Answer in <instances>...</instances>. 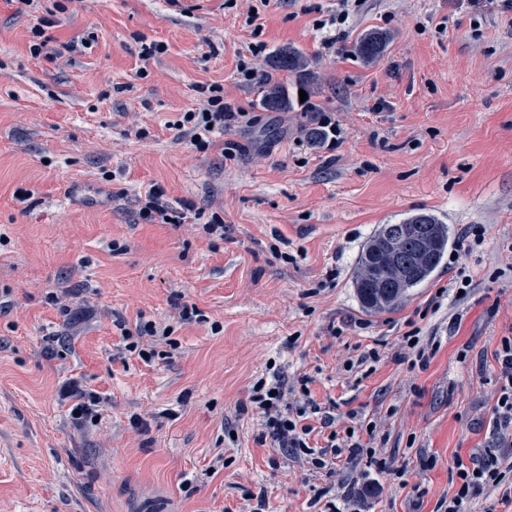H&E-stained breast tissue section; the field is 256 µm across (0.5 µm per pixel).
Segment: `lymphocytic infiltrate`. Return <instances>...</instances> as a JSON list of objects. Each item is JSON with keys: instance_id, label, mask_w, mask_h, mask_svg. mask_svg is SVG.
I'll return each mask as SVG.
<instances>
[{"instance_id": "f902f5d3", "label": "lymphocytic infiltrate", "mask_w": 512, "mask_h": 512, "mask_svg": "<svg viewBox=\"0 0 512 512\" xmlns=\"http://www.w3.org/2000/svg\"><path fill=\"white\" fill-rule=\"evenodd\" d=\"M208 96L200 110L185 113L184 123L190 124L192 142L196 147L208 143L211 131L223 130L229 123L240 122L241 113L232 111L224 101V89L214 84L207 88ZM169 327L152 321L139 323L136 329H122L121 336L127 352L137 354L143 362H151L155 356V342L168 339ZM500 364V393L494 408V428L502 431L512 429V338L501 341L496 353ZM310 376H299L296 381H287L279 373L257 379L250 391V402L262 417V438L268 439L273 447L310 457L319 468L335 465L341 454L357 456L362 444L354 434L337 435L330 433L326 445L314 446L310 443L313 428L308 419L320 415L323 424H330V412L311 396ZM61 399L70 404L75 425L82 426L94 422L101 410V398L92 389L79 382L67 381L59 389ZM457 489L449 500L441 502L437 512H468L469 502L480 495L485 488L507 486L512 490V462L492 452L470 457L469 461H456L455 474Z\"/></svg>"}]
</instances>
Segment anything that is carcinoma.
Instances as JSON below:
<instances>
[{"label": "carcinoma", "mask_w": 512, "mask_h": 512, "mask_svg": "<svg viewBox=\"0 0 512 512\" xmlns=\"http://www.w3.org/2000/svg\"><path fill=\"white\" fill-rule=\"evenodd\" d=\"M387 37L377 31L362 35L356 45L359 56L377 61ZM274 72L295 78L300 89L313 82L303 54L292 48L278 49L269 59ZM261 106L274 112L294 109L288 83L266 77ZM448 225L429 212H416L396 224H381L359 253L353 285L359 301L369 312H392L409 298L410 291L428 283L451 245Z\"/></svg>", "instance_id": "1"}]
</instances>
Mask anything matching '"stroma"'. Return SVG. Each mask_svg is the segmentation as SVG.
Instances as JSON below:
<instances>
[{
    "mask_svg": "<svg viewBox=\"0 0 512 512\" xmlns=\"http://www.w3.org/2000/svg\"><path fill=\"white\" fill-rule=\"evenodd\" d=\"M335 13L336 0H67L49 35L93 42L48 60L29 51L36 13L0 0V512H252L259 494L266 512L330 499L434 512L455 459L496 447L494 354L512 336V11L363 0L328 49ZM371 29L390 41L369 64L355 46ZM150 43L166 50L142 60ZM286 47L317 76L311 101L339 127L336 150L311 141L316 113L259 105L269 55ZM212 84L248 120L200 150L180 124ZM154 185L193 212L141 220ZM419 209L457 236L456 267L396 311H364L362 244ZM215 214L220 238L204 230ZM469 224L487 229L472 249ZM461 270L473 281L458 299ZM65 291L63 313L52 296ZM184 302L200 320H180ZM141 320L171 328L148 364L117 327ZM414 330L433 347L424 367L398 360ZM372 348L379 362H360ZM275 371L311 376L336 431L357 428L374 456L331 475L262 441L249 392ZM70 379L103 398L98 423L73 424L59 398Z\"/></svg>",
    "mask_w": 512,
    "mask_h": 512,
    "instance_id": "35a3bbf8",
    "label": "stroma"
}]
</instances>
